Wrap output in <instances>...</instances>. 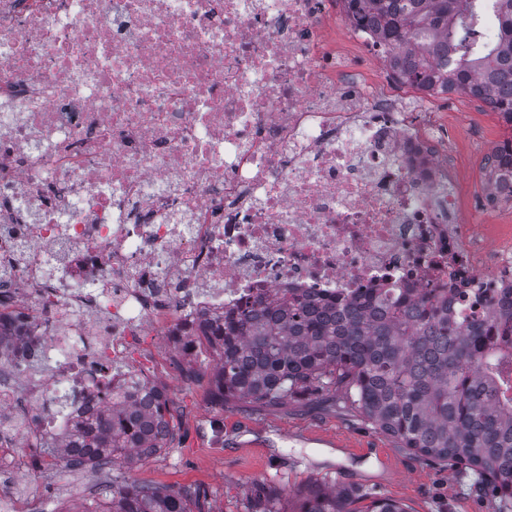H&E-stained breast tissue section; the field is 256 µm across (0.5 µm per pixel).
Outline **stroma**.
<instances>
[{
    "mask_svg": "<svg viewBox=\"0 0 512 512\" xmlns=\"http://www.w3.org/2000/svg\"><path fill=\"white\" fill-rule=\"evenodd\" d=\"M435 108L457 143V188L471 199L481 154L467 147V136L481 132L491 144L503 138V125L483 102L463 94L436 96ZM459 112L466 114L467 127L457 126ZM159 379L181 408L177 440L132 470L112 466V474L139 483L202 487L210 512H243L242 502L256 484L283 489L285 512H296L300 492L330 484L393 499L406 512H492L489 498L474 493L472 478L398 448L346 411L294 402L276 410L223 407L210 401V376L185 381L166 370ZM209 418L224 422L222 447H213L201 431ZM23 454L25 464L0 484L30 493L28 512H95L94 488L103 474L39 465L32 448Z\"/></svg>",
    "mask_w": 512,
    "mask_h": 512,
    "instance_id": "obj_1",
    "label": "stroma"
}]
</instances>
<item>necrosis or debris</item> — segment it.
<instances>
[{
  "label": "necrosis or debris",
  "instance_id": "necrosis-or-debris-1",
  "mask_svg": "<svg viewBox=\"0 0 512 512\" xmlns=\"http://www.w3.org/2000/svg\"><path fill=\"white\" fill-rule=\"evenodd\" d=\"M369 44L374 84L337 30ZM336 0H0V476L150 398L183 327L296 289L464 287L512 304V143L470 205L420 91Z\"/></svg>",
  "mask_w": 512,
  "mask_h": 512
}]
</instances>
